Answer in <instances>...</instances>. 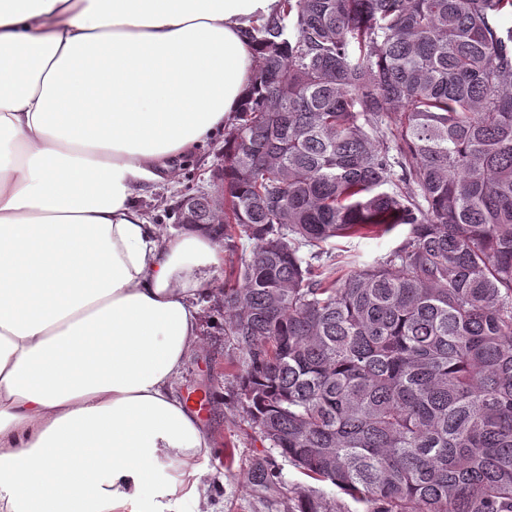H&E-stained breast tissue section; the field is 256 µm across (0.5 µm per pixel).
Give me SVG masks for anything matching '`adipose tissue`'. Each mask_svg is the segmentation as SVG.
Instances as JSON below:
<instances>
[{
	"mask_svg": "<svg viewBox=\"0 0 512 512\" xmlns=\"http://www.w3.org/2000/svg\"><path fill=\"white\" fill-rule=\"evenodd\" d=\"M280 0H0V512H162L212 442L178 391L224 251L135 207L237 112ZM180 474L179 465L171 460L162 459L153 468L152 485L169 487L173 495L170 497L173 505V511L177 512H197L203 508L202 503H198L193 497L186 496L185 489L178 482Z\"/></svg>",
	"mask_w": 512,
	"mask_h": 512,
	"instance_id": "adipose-tissue-1",
	"label": "adipose tissue"
}]
</instances>
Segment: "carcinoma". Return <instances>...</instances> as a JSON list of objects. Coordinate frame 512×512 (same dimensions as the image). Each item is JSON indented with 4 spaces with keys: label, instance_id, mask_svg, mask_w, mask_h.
Listing matches in <instances>:
<instances>
[{
    "label": "carcinoma",
    "instance_id": "carcinoma-1",
    "mask_svg": "<svg viewBox=\"0 0 512 512\" xmlns=\"http://www.w3.org/2000/svg\"><path fill=\"white\" fill-rule=\"evenodd\" d=\"M512 0H281L213 190L243 410L364 512H512ZM361 264L326 248L397 227ZM249 482L281 484L257 462ZM289 512H346L295 488Z\"/></svg>",
    "mask_w": 512,
    "mask_h": 512
}]
</instances>
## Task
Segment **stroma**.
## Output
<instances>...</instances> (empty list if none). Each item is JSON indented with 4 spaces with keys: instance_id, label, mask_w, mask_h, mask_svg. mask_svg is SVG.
I'll return each instance as SVG.
<instances>
[{
    "instance_id": "35a3bbf8",
    "label": "stroma",
    "mask_w": 512,
    "mask_h": 512,
    "mask_svg": "<svg viewBox=\"0 0 512 512\" xmlns=\"http://www.w3.org/2000/svg\"><path fill=\"white\" fill-rule=\"evenodd\" d=\"M223 134H216L208 141L197 158L185 161L182 170L176 171L171 182L157 189L140 194L135 203L140 209L154 206H171L183 191L184 173L191 170L198 174L199 187L210 189V171L222 163L220 154ZM404 237L403 231L375 239L333 240L336 252L355 255L359 262L381 259L396 247ZM204 343L187 361L179 390L184 397L206 395L207 406L201 414L203 427L210 434L214 447L207 458L196 465L211 485L210 500L206 506L213 512H288V496L247 484L246 477L256 462L262 461L280 473L289 487L306 484L307 479L276 450L262 443L251 429L242 409L238 383L224 368L225 358L234 356L231 340L224 334V319L213 302L201 306ZM233 446L232 466L224 464L225 446ZM179 465L162 459L153 468L152 483L169 487L173 495L174 512H200L204 504L187 496L178 482Z\"/></svg>"
}]
</instances>
